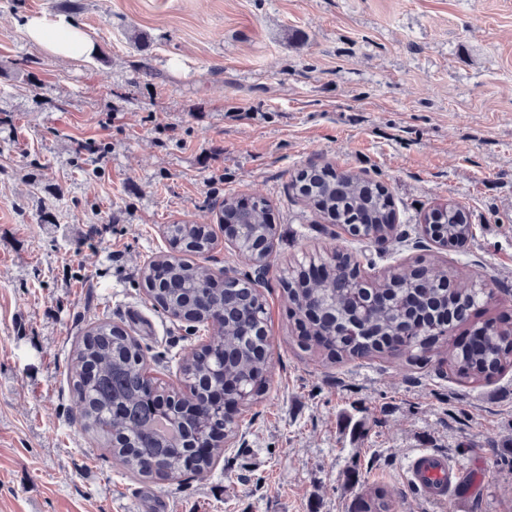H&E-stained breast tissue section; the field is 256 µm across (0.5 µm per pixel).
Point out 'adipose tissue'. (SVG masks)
Wrapping results in <instances>:
<instances>
[{
    "instance_id": "obj_1",
    "label": "adipose tissue",
    "mask_w": 512,
    "mask_h": 512,
    "mask_svg": "<svg viewBox=\"0 0 512 512\" xmlns=\"http://www.w3.org/2000/svg\"><path fill=\"white\" fill-rule=\"evenodd\" d=\"M23 26L28 38L51 54L73 59L94 50V44L82 25L65 15H34L25 18Z\"/></svg>"
}]
</instances>
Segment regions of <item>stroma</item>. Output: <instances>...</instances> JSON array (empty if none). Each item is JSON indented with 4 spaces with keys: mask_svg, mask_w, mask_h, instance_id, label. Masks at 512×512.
<instances>
[{
    "mask_svg": "<svg viewBox=\"0 0 512 512\" xmlns=\"http://www.w3.org/2000/svg\"><path fill=\"white\" fill-rule=\"evenodd\" d=\"M32 15L92 38L65 60ZM105 153H97V146ZM331 165L382 182L403 243L317 222L291 181ZM268 201L262 295L274 366L206 476L122 474L73 420L67 364L109 320L163 393L204 332L155 308L139 271L165 225H207L213 272L253 273L218 222ZM453 202L473 235L447 249L423 216ZM341 253L371 281L414 262L487 289L450 341L512 328V0H0V512H512V365L461 377L431 351L329 360L298 337L281 280ZM465 470L444 501L407 480L421 451ZM23 26L31 41L57 57L73 59L94 51L83 26L71 17L34 15L25 18Z\"/></svg>",
    "mask_w": 512,
    "mask_h": 512,
    "instance_id": "35a3bbf8",
    "label": "stroma"
}]
</instances>
